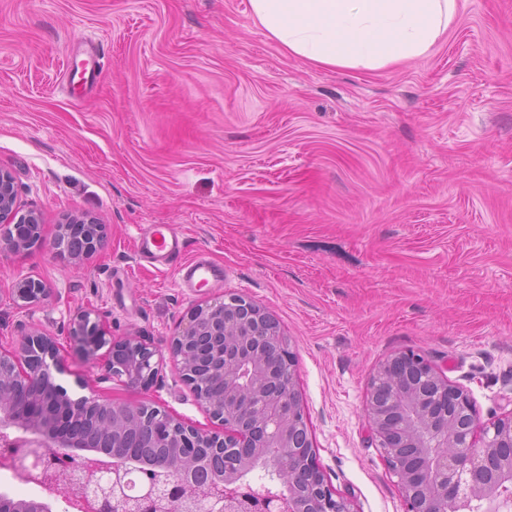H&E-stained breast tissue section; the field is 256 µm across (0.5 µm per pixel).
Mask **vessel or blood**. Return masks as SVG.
<instances>
[{
  "label": "vessel or blood",
  "instance_id": "obj_1",
  "mask_svg": "<svg viewBox=\"0 0 512 512\" xmlns=\"http://www.w3.org/2000/svg\"><path fill=\"white\" fill-rule=\"evenodd\" d=\"M137 251L145 258L175 266L180 275L179 285L186 290L212 287L224 281L223 270L206 257L182 261V243L172 226H153L142 231Z\"/></svg>",
  "mask_w": 512,
  "mask_h": 512
}]
</instances>
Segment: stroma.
Here are the masks:
<instances>
[{
  "label": "stroma",
  "instance_id": "35a3bbf8",
  "mask_svg": "<svg viewBox=\"0 0 512 512\" xmlns=\"http://www.w3.org/2000/svg\"><path fill=\"white\" fill-rule=\"evenodd\" d=\"M0 167L42 239L0 253V347L66 342L77 309L163 345L198 304L246 296L279 320L318 461L356 512H405L364 416L368 379L411 350L481 422L512 411V0H457L447 35L376 73L288 56L249 0H0ZM106 228L81 264L68 215ZM171 224L224 284L187 293L136 238ZM32 277L43 302L13 303ZM72 398L148 400L211 428L171 362L145 390L68 356ZM75 237L83 242V247L80 250L70 248V241ZM105 237V227L96 219L87 215L73 216L68 217L64 224L59 225L53 245L58 255L78 265L84 258L103 246Z\"/></svg>",
  "mask_w": 512,
  "mask_h": 512
}]
</instances>
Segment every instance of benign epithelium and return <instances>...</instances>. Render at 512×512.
<instances>
[{
  "label": "benign epithelium",
  "instance_id": "benign-epithelium-1",
  "mask_svg": "<svg viewBox=\"0 0 512 512\" xmlns=\"http://www.w3.org/2000/svg\"><path fill=\"white\" fill-rule=\"evenodd\" d=\"M104 225L73 216L59 225L56 253L73 264L98 251ZM42 238V215L17 205L11 173L0 168V244L27 251ZM13 302L48 297L33 278L12 288ZM70 348L86 363L107 348L103 378L148 388L162 349L137 337L116 340L93 310L76 311ZM213 428L200 429L150 401L73 399L53 372H66L55 337L36 328L0 348V468L45 485L78 512H355L323 471L297 388V360L275 315L240 295L201 303L166 344ZM365 418L372 441L397 478L406 512H512V412L479 422L464 387L423 356L400 351L369 377ZM149 430L171 449L166 479L128 467L134 434ZM108 458L87 493L84 452ZM270 464L285 491L243 481ZM0 512H52L42 498L0 492Z\"/></svg>",
  "mask_w": 512,
  "mask_h": 512
}]
</instances>
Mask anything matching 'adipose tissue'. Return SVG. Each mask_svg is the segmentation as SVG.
Instances as JSON below:
<instances>
[{
  "mask_svg": "<svg viewBox=\"0 0 512 512\" xmlns=\"http://www.w3.org/2000/svg\"><path fill=\"white\" fill-rule=\"evenodd\" d=\"M269 38L312 65L381 72L440 42L457 0H250Z\"/></svg>",
  "mask_w": 512,
  "mask_h": 512,
  "instance_id": "adipose-tissue-1",
  "label": "adipose tissue"
}]
</instances>
